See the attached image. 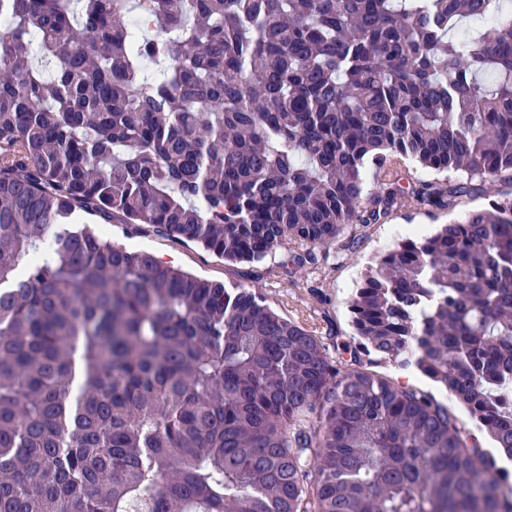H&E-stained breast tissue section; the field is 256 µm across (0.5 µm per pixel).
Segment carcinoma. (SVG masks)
Returning <instances> with one entry per match:
<instances>
[{"label": "carcinoma", "instance_id": "cac0c4a2", "mask_svg": "<svg viewBox=\"0 0 512 512\" xmlns=\"http://www.w3.org/2000/svg\"><path fill=\"white\" fill-rule=\"evenodd\" d=\"M0 512H512V196L366 267L343 363L243 285L79 211L290 275L406 200L512 178V0H0ZM474 35L453 38L463 21ZM376 168L372 189L363 178ZM360 359L364 369H367L375 374H378L392 381L396 385H412L413 387H416L420 390L427 391L439 401L448 404V407H450L453 410L454 415L457 418L458 425L460 427L474 432L478 436L482 448L488 450H490L489 448H493V441L491 440L488 433L486 431H478L466 410L458 406L456 402L453 399H451L449 397V394L447 395L445 391L441 390L428 380L418 376L413 371L402 369L393 363L379 360L373 354L370 356L360 354ZM406 375H411V380H409V378L406 377Z\"/></svg>", "mask_w": 512, "mask_h": 512}]
</instances>
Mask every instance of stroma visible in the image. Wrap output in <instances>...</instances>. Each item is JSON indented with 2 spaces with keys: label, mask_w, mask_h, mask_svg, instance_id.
<instances>
[{
  "label": "stroma",
  "mask_w": 512,
  "mask_h": 512,
  "mask_svg": "<svg viewBox=\"0 0 512 512\" xmlns=\"http://www.w3.org/2000/svg\"><path fill=\"white\" fill-rule=\"evenodd\" d=\"M397 175L401 185L409 191L403 206L394 208L377 223L350 225L334 244L319 249L315 265L299 269L290 276L280 265L286 257L282 249L278 250L276 258L260 264L227 262L194 243L181 242L156 232L149 224L133 230L120 220L104 224L87 213L81 214L80 221L100 228L117 243L149 251L161 262L205 280L251 288L277 314L313 331L328 354L335 358L339 355V347L357 344L348 302L367 265L391 248L409 228L429 231L460 218L466 211L487 207L492 199L512 195V181L503 178L485 185L482 192L460 199L456 207L441 209L423 203L411 194L420 183L434 180V173L407 160L398 166ZM361 362L364 369L396 385L416 387L444 403L450 400L449 395L433 383L417 375L408 376L405 369L393 363L372 355L362 356Z\"/></svg>",
  "instance_id": "stroma-1"
}]
</instances>
